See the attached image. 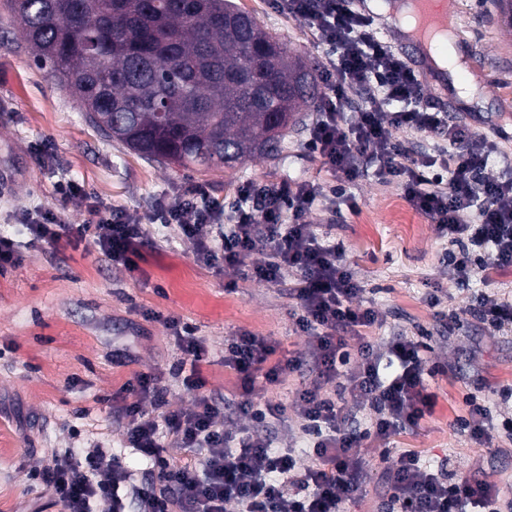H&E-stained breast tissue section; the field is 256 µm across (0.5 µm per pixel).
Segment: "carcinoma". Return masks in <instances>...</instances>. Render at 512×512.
I'll use <instances>...</instances> for the list:
<instances>
[{"label": "carcinoma", "mask_w": 512, "mask_h": 512, "mask_svg": "<svg viewBox=\"0 0 512 512\" xmlns=\"http://www.w3.org/2000/svg\"><path fill=\"white\" fill-rule=\"evenodd\" d=\"M34 62L90 121L147 160L191 171L276 158L311 67L232 0H6Z\"/></svg>", "instance_id": "cac0c4a2"}]
</instances>
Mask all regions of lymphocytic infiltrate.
Listing matches in <instances>:
<instances>
[{
  "instance_id": "obj_1",
  "label": "lymphocytic infiltrate",
  "mask_w": 512,
  "mask_h": 512,
  "mask_svg": "<svg viewBox=\"0 0 512 512\" xmlns=\"http://www.w3.org/2000/svg\"><path fill=\"white\" fill-rule=\"evenodd\" d=\"M273 6L304 19L330 51L320 71L318 117L306 148L337 176V184L247 181L237 187L228 219L223 204L190 183L175 200L159 201L153 218L189 240L205 267L237 270L245 279L270 284L293 276L288 299L294 323L307 337L305 351L286 365L272 366L271 342L244 333L226 340L224 365L240 374L247 391L259 371L271 383L287 370L308 374L296 412L311 462L302 465L294 449L273 447L265 424L285 420L281 404L241 400L239 426L225 427L223 407L203 391L199 367L209 358L205 341L171 318L167 325L183 354L182 384L194 394L193 409L169 403L162 374L128 381L119 413L130 418L127 443L147 462L153 479L133 484L126 464L106 448L90 449L80 460L53 456L37 479L66 512H126L130 501L137 512H340L370 478L361 455L364 442L384 446L418 426L431 406L419 343L391 336L378 344L363 341L357 353H350L348 334L379 325V313L354 305L362 286L342 246L320 240L305 220L316 202L328 198L356 209L357 199L347 187L368 161L382 160V178L398 182L413 208L457 244L448 264L460 282L477 270H512V177L486 176L492 151L487 140L426 104L415 71L378 39L370 20L355 13L349 0H273ZM353 94L365 100L357 121L350 123L336 102ZM393 102L399 110L384 111V104ZM400 128L445 136L447 154L439 161L413 157L392 136ZM227 219L232 225L226 230ZM21 221L32 243L87 239L112 263L130 270L137 266L146 234L145 226L120 208L94 224H70L46 210L22 214ZM260 246L269 260L247 266ZM352 402L375 412L368 428L352 426ZM467 403L468 414L454 420V429L490 446V407L475 395ZM175 448L195 450L196 461L173 465ZM378 496L381 512H500L501 501L495 485L476 477L451 479L447 463L428 465L412 449L399 451L393 463L383 466Z\"/></svg>"
}]
</instances>
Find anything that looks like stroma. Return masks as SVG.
Instances as JSON below:
<instances>
[{"instance_id": "35a3bbf8", "label": "stroma", "mask_w": 512, "mask_h": 512, "mask_svg": "<svg viewBox=\"0 0 512 512\" xmlns=\"http://www.w3.org/2000/svg\"><path fill=\"white\" fill-rule=\"evenodd\" d=\"M277 34L290 55L314 68L328 57L300 18L276 11L270 0H236ZM457 48L481 94L471 105L436 83L426 102L485 135L493 146L486 175H512V140L499 128L512 125V28L503 26L497 0H449ZM316 108H302L278 158L253 157L233 169L209 172L147 162L107 140L85 119L82 106L36 65L17 27L0 18V235L23 255L0 271V512H64L34 480L53 455L83 458L94 445L112 449L141 481L147 464L126 446L128 421L117 411L125 384L160 371L172 404L191 407L178 367L183 355L164 321L175 318L206 340L209 361L201 367L205 391L216 398L241 395L239 375L224 366V342L251 333L272 340L273 361L301 352L305 338L289 313L283 286L241 279L233 271L208 269L194 259L191 242L174 227L153 224L140 246L135 269L112 264L90 242L31 244L23 212L62 211L68 222L93 219L90 204L123 208L148 218L158 200L175 198L186 181L203 185L211 198L233 205L246 181H332L305 142ZM379 163L365 167L350 187L357 209L330 217L325 203L307 216L320 237L340 242L364 287L360 304L375 307L382 327L375 340L417 337L432 330L426 380L431 412L417 428L402 432L392 447L414 449L431 464L447 462L454 476H476L512 499V439L497 434L496 455L479 447L452 421L467 415V393L482 397L495 420L512 415V331L496 332L462 310L481 292L512 294V271L475 275L467 288L449 276V249L435 224L404 198L398 183L383 181ZM74 181L85 196L61 199L58 184ZM441 288L442 306L461 311L454 329L436 326L425 297ZM306 383L299 374L270 384L257 380V404L288 405V423L275 447L304 450L307 438L291 405Z\"/></svg>"}]
</instances>
